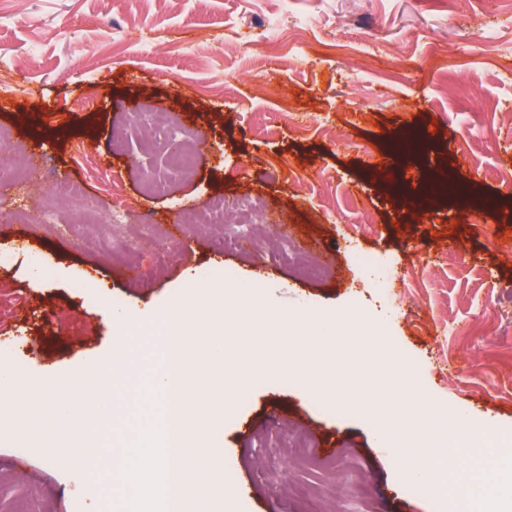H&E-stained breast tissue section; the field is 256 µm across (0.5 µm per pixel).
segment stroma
<instances>
[{"label": "stroma", "instance_id": "1", "mask_svg": "<svg viewBox=\"0 0 512 512\" xmlns=\"http://www.w3.org/2000/svg\"><path fill=\"white\" fill-rule=\"evenodd\" d=\"M133 21L135 33L116 42ZM272 21L278 47L248 52ZM483 28L495 37L487 53L474 44ZM259 71L274 94L256 93ZM450 82L469 95L443 93ZM129 103L177 113L200 133L193 174L162 194L142 192L165 160ZM2 127L42 157L51 180L86 190L79 207L50 184L0 181V206L12 214L0 252L14 257L0 269V366L19 379L90 382L112 363L113 307L155 333L185 280L218 264L257 286L269 309L396 340L403 361L423 366L415 401L466 414L490 440L512 439V189L503 183L512 174V13L497 0H483L473 18L442 0H0ZM438 174L465 183L480 211L434 190ZM217 193L265 200L269 224L255 229L253 248L218 251L223 225L201 221ZM124 204L155 224L156 243L137 250L140 226L128 224L104 254L94 241ZM50 209L85 221V236L31 223ZM281 225L327 264L325 276H300L276 239ZM361 251L372 268L357 265ZM382 277L395 302L378 295ZM23 302L26 321L16 315ZM140 376L130 364L119 408L98 421L89 474L35 451L55 420L1 440L0 512H111L106 476ZM244 386L248 403L214 413L205 431L236 479L233 512H433L364 406L330 412L306 385L263 373ZM284 433L312 445L290 456Z\"/></svg>", "mask_w": 512, "mask_h": 512}]
</instances>
